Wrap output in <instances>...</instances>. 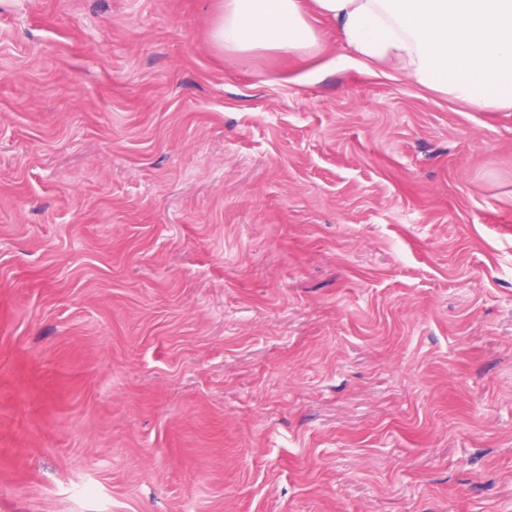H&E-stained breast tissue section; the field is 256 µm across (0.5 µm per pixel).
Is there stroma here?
Masks as SVG:
<instances>
[{
	"instance_id": "stroma-1",
	"label": "stroma",
	"mask_w": 512,
	"mask_h": 512,
	"mask_svg": "<svg viewBox=\"0 0 512 512\" xmlns=\"http://www.w3.org/2000/svg\"><path fill=\"white\" fill-rule=\"evenodd\" d=\"M217 0H0V512H512V112ZM305 0H221L211 31L227 58L265 51L321 50Z\"/></svg>"
}]
</instances>
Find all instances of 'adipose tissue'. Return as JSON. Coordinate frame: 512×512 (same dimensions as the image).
<instances>
[{"instance_id":"1","label":"adipose tissue","mask_w":512,"mask_h":512,"mask_svg":"<svg viewBox=\"0 0 512 512\" xmlns=\"http://www.w3.org/2000/svg\"><path fill=\"white\" fill-rule=\"evenodd\" d=\"M331 21L349 63L388 66L469 106L512 111V0H221L211 31L226 57L319 52Z\"/></svg>"}]
</instances>
